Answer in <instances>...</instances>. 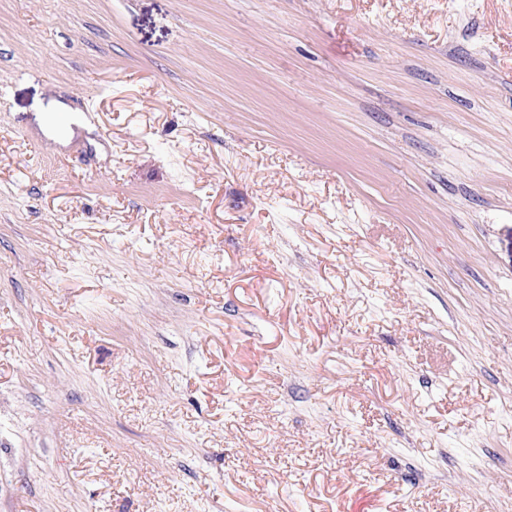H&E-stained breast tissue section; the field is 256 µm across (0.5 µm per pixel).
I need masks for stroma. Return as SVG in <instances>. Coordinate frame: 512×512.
<instances>
[{"label":"stroma","instance_id":"stroma-1","mask_svg":"<svg viewBox=\"0 0 512 512\" xmlns=\"http://www.w3.org/2000/svg\"><path fill=\"white\" fill-rule=\"evenodd\" d=\"M0 87V512H512V0H0Z\"/></svg>","mask_w":512,"mask_h":512}]
</instances>
